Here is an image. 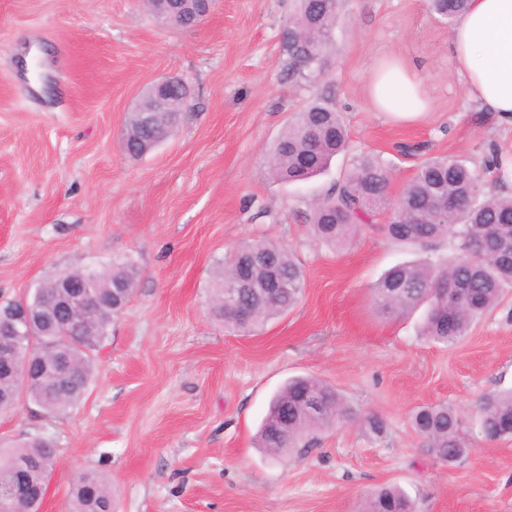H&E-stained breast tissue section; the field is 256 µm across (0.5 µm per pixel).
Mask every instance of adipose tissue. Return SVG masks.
I'll return each mask as SVG.
<instances>
[{"label":"adipose tissue","instance_id":"1","mask_svg":"<svg viewBox=\"0 0 512 512\" xmlns=\"http://www.w3.org/2000/svg\"><path fill=\"white\" fill-rule=\"evenodd\" d=\"M449 52L466 97L512 124V0H470L453 26ZM421 85L417 74L390 59L374 74L373 104L395 118L415 119L427 107Z\"/></svg>","mask_w":512,"mask_h":512}]
</instances>
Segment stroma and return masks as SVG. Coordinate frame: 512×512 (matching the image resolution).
I'll return each mask as SVG.
<instances>
[{"mask_svg": "<svg viewBox=\"0 0 512 512\" xmlns=\"http://www.w3.org/2000/svg\"><path fill=\"white\" fill-rule=\"evenodd\" d=\"M292 8L215 0L202 24L179 30L142 0H0V302L67 271L136 268L81 400L56 414L21 402L0 411V445L40 435L56 450L40 512H68L69 485L88 471L109 482L117 512H359L386 484L417 512H512V439L486 440L474 421L483 394L512 389V291L456 346L431 343L421 311L381 313L371 287L401 263L445 264L448 244H393L380 213L333 249L309 223L312 202L367 153L388 165L393 198L433 156L497 158L481 189H512V126L467 100L450 29L425 0H347L315 84L288 74ZM35 45L47 55L32 95L18 59ZM390 56L423 81L429 108L417 120L372 106L373 69ZM171 76L190 89L176 134L128 158L129 112ZM319 93L345 121V152L315 178H272L269 149ZM254 239L292 250L304 291L288 313L236 335L210 313L214 278ZM298 375L342 392L355 417L319 431L305 456L274 461L257 431L272 394ZM435 403L457 410L473 448L453 466L411 424ZM369 415L384 421L382 438L366 435Z\"/></svg>", "mask_w": 512, "mask_h": 512, "instance_id": "1", "label": "stroma"}]
</instances>
